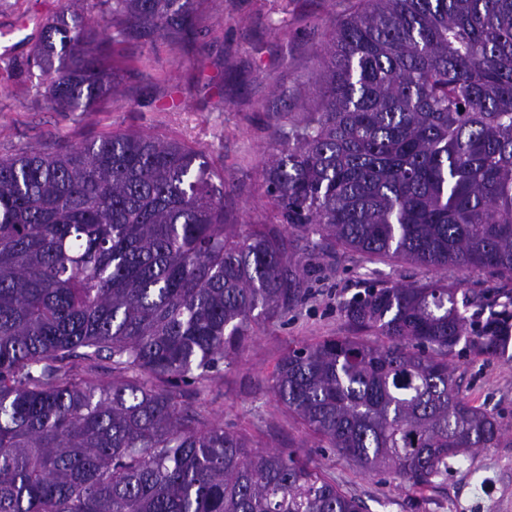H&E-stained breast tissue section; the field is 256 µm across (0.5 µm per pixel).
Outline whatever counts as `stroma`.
<instances>
[{"label": "stroma", "mask_w": 512, "mask_h": 512, "mask_svg": "<svg viewBox=\"0 0 512 512\" xmlns=\"http://www.w3.org/2000/svg\"><path fill=\"white\" fill-rule=\"evenodd\" d=\"M61 4L0 0V155L22 145L69 146L126 130L154 133L223 154L225 211L240 222L269 221L262 169L273 123L287 121L297 89L316 87L312 55L328 34V12L344 15L361 0H208L193 45L158 40L144 50H108L122 83L80 120L35 97L31 86L39 72L26 66L41 22ZM429 276L411 264L349 252L321 260L308 273L309 296L287 318L259 319L235 363L207 387L183 385L184 401L206 402L225 427L267 446L312 454L341 489L362 501L364 512H512V444L480 451L453 465L434 487L416 491L396 475L365 474L330 450L311 448L268 388L290 345L352 335L338 305L361 290L363 279L414 284ZM446 277L471 295L500 300L512 291V280L483 271L451 267ZM451 363L466 397L500 414L512 430V361L466 354Z\"/></svg>", "instance_id": "obj_1"}]
</instances>
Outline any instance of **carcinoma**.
Listing matches in <instances>:
<instances>
[{
	"label": "carcinoma",
	"instance_id": "1",
	"mask_svg": "<svg viewBox=\"0 0 512 512\" xmlns=\"http://www.w3.org/2000/svg\"><path fill=\"white\" fill-rule=\"evenodd\" d=\"M196 2L65 0L28 59L35 96L93 111L119 90L107 43L188 44ZM362 2L275 132L271 224L225 219L224 168L159 135L0 156V512H363L313 457L180 390L233 365L257 318L287 317L338 248L512 279V0ZM459 291L368 284L339 304L360 335L289 347L271 392L314 447L433 486L505 433L449 357L511 360L512 312L475 322Z\"/></svg>",
	"mask_w": 512,
	"mask_h": 512
}]
</instances>
